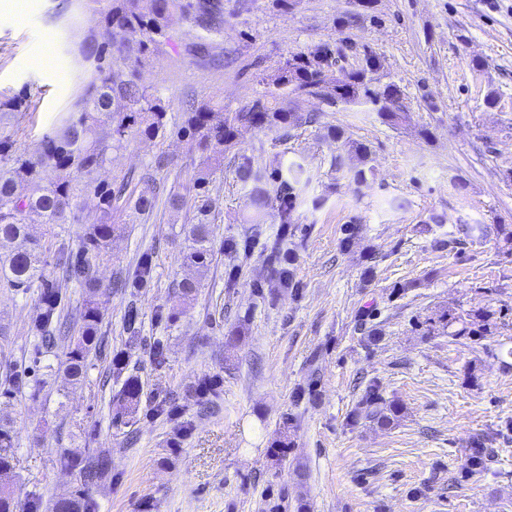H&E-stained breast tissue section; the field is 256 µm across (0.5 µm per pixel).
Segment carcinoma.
I'll return each instance as SVG.
<instances>
[{
    "label": "carcinoma",
    "instance_id": "1",
    "mask_svg": "<svg viewBox=\"0 0 512 512\" xmlns=\"http://www.w3.org/2000/svg\"><path fill=\"white\" fill-rule=\"evenodd\" d=\"M88 4L99 16V29L81 45L90 76L70 118L44 136L36 155L0 141V288L19 294L41 283L43 292L32 323L44 338L61 331V288L70 282L85 288L77 317L80 334L71 340L63 363V373L72 385L84 378L90 353L102 350L103 340L98 336L102 316L95 301L101 284L94 275L95 268L120 237L124 214L150 219L160 193L150 173L118 186L96 178L111 162L112 149L123 146L130 131L147 140L173 132L194 143L203 155L186 192L172 190L167 196L169 209L180 211L188 203L187 193L195 192L193 215L182 225L187 245L180 260L194 268L198 277L175 284L180 303L172 309L171 319L175 321L180 308L196 299L202 277L212 264L216 202L209 196V185L224 168V152L235 146L240 129L268 131L286 140L291 131L317 121L315 115L302 110L309 97H319L330 106L370 104L388 125L408 118L401 88L395 83L374 84L372 74L379 68L376 56L367 52L362 66L346 69L339 65L342 50L324 44L286 58L267 77L265 90L248 106L226 115L222 104L191 103L181 122H173L162 99L139 82L138 67L169 45L176 27L184 24L199 31L198 41L185 47L187 54L197 56L206 51L211 37L223 33L222 0H88ZM336 72L340 73L337 78ZM326 136L342 142L358 156L363 167L354 171L353 181L366 183L373 174L372 168L365 167L369 158L366 146L343 139V133L334 127L327 128ZM235 174L247 189V223H265L267 209L275 200L283 233L292 232L311 180L307 168L292 162L269 172L245 156L237 163ZM87 196L97 199V205L83 219L86 227L78 250L74 254L61 252L59 275L51 279L45 274L46 246L32 238L29 229L41 224L46 235L56 236L55 226L80 220L77 211ZM439 322L442 328L450 329L448 335L453 339L473 342L492 334L494 327L489 311L465 318L449 309L440 315ZM140 394L137 377H127L122 400L132 406ZM358 409L382 431L391 429L402 412L399 403L385 398L374 379L367 383ZM0 512H37V503L23 501L11 490L0 492ZM53 512H92V508L79 490L66 500L55 501Z\"/></svg>",
    "mask_w": 512,
    "mask_h": 512
}]
</instances>
